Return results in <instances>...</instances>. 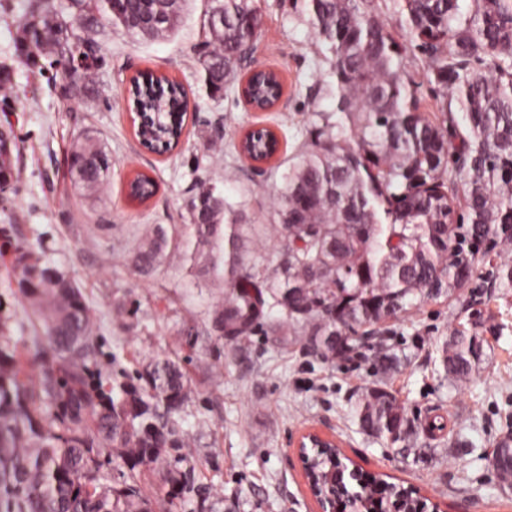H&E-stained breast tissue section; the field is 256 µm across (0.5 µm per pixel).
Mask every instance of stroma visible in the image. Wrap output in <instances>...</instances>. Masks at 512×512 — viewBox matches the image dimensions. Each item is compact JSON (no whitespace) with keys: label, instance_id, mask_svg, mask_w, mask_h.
I'll return each mask as SVG.
<instances>
[{"label":"stroma","instance_id":"obj_1","mask_svg":"<svg viewBox=\"0 0 512 512\" xmlns=\"http://www.w3.org/2000/svg\"><path fill=\"white\" fill-rule=\"evenodd\" d=\"M1 3L0 63L13 66L14 79L8 96H0V129L11 134L15 177L0 192V317L12 322L28 370L38 375L46 339L11 284L12 247L21 243L82 288L98 325L102 372L117 366L131 374L163 353L184 360L191 394L182 426L193 443L195 480L172 500L161 474L147 473L156 512H198L201 494L214 488L237 512H317L294 448L308 428L334 436L364 469L420 488L443 512H512V488L502 487L489 465L497 441L512 433V290L500 288L490 266H479L458 300H430L387 323L405 356L387 378L390 389L410 419L440 416L447 424L445 435L419 438L429 454L417 462L362 433L353 416L358 395L375 379L373 346L349 360L322 362L299 347L279 353L259 335L239 361L221 342L200 345L187 334L191 327L204 332L218 288L196 285L175 261L149 279L125 263L141 225L180 223L201 178L242 204L250 223L273 224L281 168L300 160L313 112L334 107L324 50L292 0H257L262 26L253 61L280 72L286 86L270 112L252 111L235 95L207 94L199 59L210 49L203 26L208 0H189L170 37L142 41L100 29L103 61L93 93L82 98L63 97L59 79L17 61L14 21L28 0ZM373 5L402 47L404 74L422 111L438 113L439 100L424 79L425 56L411 46L390 0ZM147 70L180 81L194 112L179 146L161 156L139 146L124 97L130 78ZM258 122L281 139L276 168L262 173L236 156L240 136ZM85 133L112 153L109 182L95 197L76 189L68 174L73 142ZM138 173L157 184L143 203L125 191ZM468 322L486 338L487 356L469 382L453 386L438 370L436 350Z\"/></svg>","mask_w":512,"mask_h":512}]
</instances>
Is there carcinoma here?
<instances>
[{"label": "carcinoma", "mask_w": 512, "mask_h": 512, "mask_svg": "<svg viewBox=\"0 0 512 512\" xmlns=\"http://www.w3.org/2000/svg\"><path fill=\"white\" fill-rule=\"evenodd\" d=\"M182 0H30L18 22V58L69 77L89 49L101 53L100 25L120 26L154 39L170 33ZM204 26L212 49L203 56L205 85L215 98L236 91L246 52L261 27L256 0H212ZM324 47L336 84L331 112H316L303 157L288 166L278 191L275 224L280 247L269 273L253 245L262 229L226 202L207 180L196 183L181 224L147 228L127 258L128 268L151 277L170 253L195 282L224 288L208 311L209 335L235 355L260 332L276 348L299 345L322 360L348 359L381 328L420 303L451 299L477 273V256L490 233L512 241V0H392L411 42L427 57V82L443 97L441 121L418 111L398 45L370 0H293ZM83 20L76 33L69 18ZM91 68L66 92L84 95ZM284 93L276 72L249 80L256 105ZM138 141L172 146L185 124L186 90L165 75L142 73L130 86ZM112 172V154L90 135L72 145L70 177L94 195ZM129 195L150 199L154 181L138 174ZM512 289V262L492 265ZM12 283L43 328L48 347L37 380L26 371L12 325L0 319V512H154L141 468L163 471L167 495L177 498L194 481L182 427L190 398L187 371L162 354L130 378L112 372L105 384L96 364L97 324L80 287L62 270L15 246ZM485 338L461 325L440 347V364L454 384L469 381L484 356ZM378 374L397 364L380 348ZM361 430L405 446L445 425L414 423L382 381L355 403ZM115 450L126 467L112 483L100 457ZM184 453L169 459V451ZM344 481L365 484L368 512L405 508L399 496L416 492L382 474L353 470L336 454ZM500 481L512 485V437L492 454ZM186 467L180 468L178 464Z\"/></svg>", "instance_id": "1"}]
</instances>
